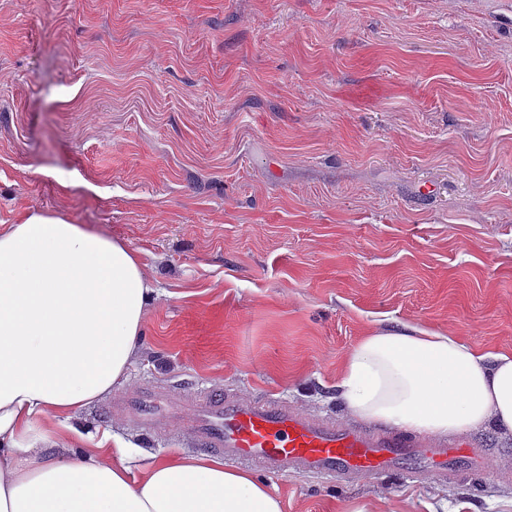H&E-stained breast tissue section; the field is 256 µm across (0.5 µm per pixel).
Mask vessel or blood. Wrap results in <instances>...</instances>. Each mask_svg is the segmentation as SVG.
<instances>
[{
  "label": "vessel or blood",
  "instance_id": "b4317fda",
  "mask_svg": "<svg viewBox=\"0 0 512 512\" xmlns=\"http://www.w3.org/2000/svg\"><path fill=\"white\" fill-rule=\"evenodd\" d=\"M119 408L151 440L184 430L207 452L280 477L310 474L352 485L390 471L414 479L424 467L445 479L464 457L468 479L477 486L497 465L490 449L469 442L427 444L380 426L318 421L276 400H242L211 388L178 401L142 388Z\"/></svg>",
  "mask_w": 512,
  "mask_h": 512
}]
</instances>
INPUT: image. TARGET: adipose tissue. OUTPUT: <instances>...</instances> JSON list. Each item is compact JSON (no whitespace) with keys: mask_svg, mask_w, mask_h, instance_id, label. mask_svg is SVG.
Here are the masks:
<instances>
[{"mask_svg":"<svg viewBox=\"0 0 512 512\" xmlns=\"http://www.w3.org/2000/svg\"><path fill=\"white\" fill-rule=\"evenodd\" d=\"M153 294L136 254L85 225L31 213L0 232V512H281L218 459L156 456L136 480L120 439L108 458L28 443L37 416L67 425L122 381ZM339 388L360 417L408 431L512 429V352L426 329L366 337Z\"/></svg>","mask_w":512,"mask_h":512,"instance_id":"1","label":"adipose tissue"}]
</instances>
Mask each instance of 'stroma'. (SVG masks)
Returning a JSON list of instances; mask_svg holds the SVG:
<instances>
[{
	"instance_id": "stroma-1",
	"label": "stroma",
	"mask_w": 512,
	"mask_h": 512,
	"mask_svg": "<svg viewBox=\"0 0 512 512\" xmlns=\"http://www.w3.org/2000/svg\"><path fill=\"white\" fill-rule=\"evenodd\" d=\"M53 213L123 241L156 287L112 394L51 416L197 454L114 415L144 385L277 399L347 422L374 334L512 352V0H0V230ZM501 462L357 485L257 473L282 512H512Z\"/></svg>"
}]
</instances>
